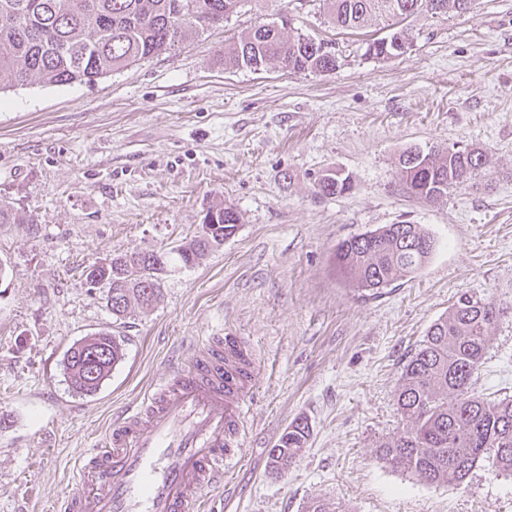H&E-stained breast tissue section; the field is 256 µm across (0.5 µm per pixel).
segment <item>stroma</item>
Masks as SVG:
<instances>
[{"label":"stroma","instance_id":"35a3bbf8","mask_svg":"<svg viewBox=\"0 0 512 512\" xmlns=\"http://www.w3.org/2000/svg\"><path fill=\"white\" fill-rule=\"evenodd\" d=\"M288 15L332 39L324 74L225 69L224 42ZM414 45L376 60L364 35L328 24L324 0H242L222 26L97 84L0 95V512H56L78 459L112 419L190 364L209 336L256 351L242 464L207 512H512V476L479 462L460 486L420 482L376 456L402 429L395 390L429 327L458 294H490L495 323L474 388L512 398V0L409 18ZM478 149L487 164L447 197L407 194L410 147ZM351 176L323 198V174ZM239 227L199 264L171 260L163 299L114 320L87 265L170 249L206 210ZM422 225L438 247L379 296L343 278L339 241L386 224ZM109 329L125 357L94 396L71 392L60 360ZM311 436L288 473L269 454L294 419ZM351 188L350 176L340 170L323 174L315 182V192L320 197H340Z\"/></svg>","mask_w":512,"mask_h":512}]
</instances>
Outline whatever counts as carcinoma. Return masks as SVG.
Listing matches in <instances>:
<instances>
[{"mask_svg": "<svg viewBox=\"0 0 512 512\" xmlns=\"http://www.w3.org/2000/svg\"><path fill=\"white\" fill-rule=\"evenodd\" d=\"M243 0H0V92L33 85L94 84L135 63L173 50L237 12ZM329 23L343 30L382 26L386 34L366 42L365 55L388 60L412 45L410 17L465 13L472 0H324ZM276 66L290 73H326L340 66L336 43L287 33V26L256 25L224 44V68ZM486 162L478 150L409 149L399 157L406 192L435 202ZM351 188L340 170L315 182L320 197ZM199 234L172 252L120 254L86 266V283L105 289L106 306L119 319L131 307L149 309L163 297L162 275L172 257L193 265L224 245L239 216L213 205ZM437 240L419 224H386L351 236L336 248V267L359 291L378 294L420 271ZM503 308L492 296L462 293L448 315L428 329L404 367L395 393L402 432L377 449V458L426 484L466 481L484 455L497 475H512V399L490 401L474 391L491 329ZM122 340L101 331L74 342L62 366L71 390L97 393L124 359ZM310 427L294 420L270 453V471H288L306 447Z\"/></svg>", "mask_w": 512, "mask_h": 512, "instance_id": "carcinoma-1", "label": "carcinoma"}]
</instances>
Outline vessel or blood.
I'll return each instance as SVG.
<instances>
[{
    "instance_id": "obj_1",
    "label": "vessel or blood",
    "mask_w": 512,
    "mask_h": 512,
    "mask_svg": "<svg viewBox=\"0 0 512 512\" xmlns=\"http://www.w3.org/2000/svg\"><path fill=\"white\" fill-rule=\"evenodd\" d=\"M256 366L243 337H210L190 365L153 385L79 460L63 512H199L242 459Z\"/></svg>"
}]
</instances>
